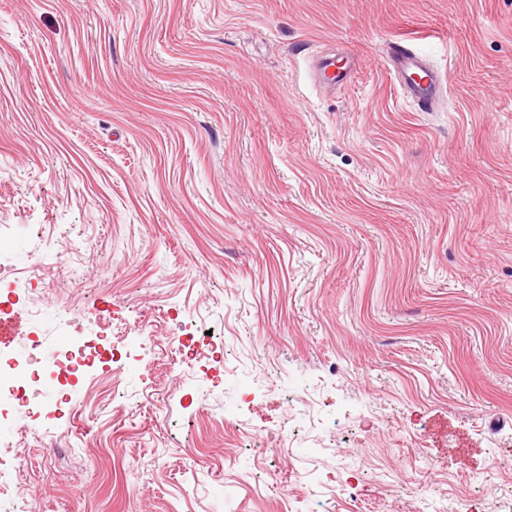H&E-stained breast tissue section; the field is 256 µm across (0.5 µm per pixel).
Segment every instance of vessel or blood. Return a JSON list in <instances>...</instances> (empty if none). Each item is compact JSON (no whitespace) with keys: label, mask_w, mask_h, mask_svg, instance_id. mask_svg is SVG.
<instances>
[{"label":"vessel or blood","mask_w":512,"mask_h":512,"mask_svg":"<svg viewBox=\"0 0 512 512\" xmlns=\"http://www.w3.org/2000/svg\"><path fill=\"white\" fill-rule=\"evenodd\" d=\"M386 67L418 111H434L445 99V76L431 67L405 40L389 43ZM351 70V61L341 62L333 55L322 56L315 63V80L322 87L331 88L344 84Z\"/></svg>","instance_id":"vessel-or-blood-1"}]
</instances>
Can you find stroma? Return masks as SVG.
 I'll return each mask as SVG.
<instances>
[{"instance_id":"1","label":"stroma","mask_w":512,"mask_h":512,"mask_svg":"<svg viewBox=\"0 0 512 512\" xmlns=\"http://www.w3.org/2000/svg\"><path fill=\"white\" fill-rule=\"evenodd\" d=\"M0 240V353L30 300L124 345L79 414L0 417V512H512V0H0ZM386 67L398 81L403 94L413 102L418 111L432 112L445 99V76L431 67L405 40L389 43ZM344 57L337 59L336 55L321 56L315 63V80L325 88L335 87L344 84L352 70L353 59L347 56L343 64Z\"/></svg>"}]
</instances>
